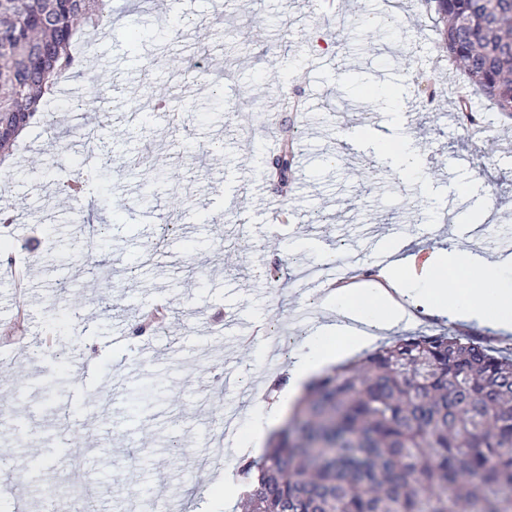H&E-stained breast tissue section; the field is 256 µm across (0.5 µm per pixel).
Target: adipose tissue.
Listing matches in <instances>:
<instances>
[{"label": "adipose tissue", "instance_id": "1", "mask_svg": "<svg viewBox=\"0 0 512 512\" xmlns=\"http://www.w3.org/2000/svg\"><path fill=\"white\" fill-rule=\"evenodd\" d=\"M343 142L367 144L375 159L412 175L424 160L411 141L396 135H366L352 127ZM336 302L335 322L322 326L318 336L308 340L288 368V381L266 403L263 423L252 437L261 447L306 387L322 371L368 347L370 336L347 325L352 315L368 327L383 331L406 325L411 320L410 300H420L424 312L454 322L491 323L512 328V257H486L478 250L455 243L427 249L425 255L389 249L386 262L377 267L369 287L346 285L330 292Z\"/></svg>", "mask_w": 512, "mask_h": 512}]
</instances>
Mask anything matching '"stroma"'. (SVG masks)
Listing matches in <instances>:
<instances>
[{"label":"stroma","instance_id":"1","mask_svg":"<svg viewBox=\"0 0 512 512\" xmlns=\"http://www.w3.org/2000/svg\"><path fill=\"white\" fill-rule=\"evenodd\" d=\"M437 38L418 0H343L338 13L326 0H112L88 76L69 80L47 106L64 138L53 141L48 127L33 124L0 163V205L20 218L0 224L11 247L0 255V364L17 375L0 385L10 400L0 410V448L27 464L24 480L0 493V512H42L47 501L74 512L76 470L82 488H112L96 512H156L162 504L240 512L238 498L224 495L226 468L215 459L247 455L242 441L269 382L336 317L325 286L292 280L293 270L321 263V247L340 243L362 259L342 268L344 281L364 284L376 264L372 232L427 245L425 228L460 184L466 220L449 235L467 234L468 220L490 210L497 221L483 251L512 237V119L476 98L477 122L466 124L417 95L421 72L448 89ZM383 84L400 89L399 111L377 101ZM292 92L302 106L277 122L298 125L304 166L279 196L265 176L267 102ZM154 94L169 98L178 121L130 122ZM365 111L426 154L421 173L405 177L363 153L326 164ZM89 131L108 145L91 168L82 147ZM79 172L90 181L75 200L58 181ZM275 198L297 222L277 221ZM320 213L326 223H316ZM82 215L107 227L110 285L88 274L97 259L72 231ZM161 224L172 232L158 247ZM276 262L272 288L265 272ZM27 266V323L17 342L15 275ZM64 278L80 309L62 302ZM159 295L171 306L170 325L135 335L138 308ZM49 333L58 341L53 354L43 346ZM61 406L85 426L62 428ZM77 434L87 446L74 466L58 443Z\"/></svg>","mask_w":512,"mask_h":512}]
</instances>
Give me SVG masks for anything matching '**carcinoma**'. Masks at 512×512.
Wrapping results in <instances>:
<instances>
[{
  "label": "carcinoma",
  "mask_w": 512,
  "mask_h": 512,
  "mask_svg": "<svg viewBox=\"0 0 512 512\" xmlns=\"http://www.w3.org/2000/svg\"><path fill=\"white\" fill-rule=\"evenodd\" d=\"M111 0H0V154L66 75L87 73L80 40L111 23ZM438 52L468 93L512 119V0H423ZM297 131L273 153L290 185ZM89 177L59 182L71 198ZM233 475L246 512H512V354L450 330L393 336L323 373L261 456Z\"/></svg>",
  "instance_id": "carcinoma-1"
}]
</instances>
